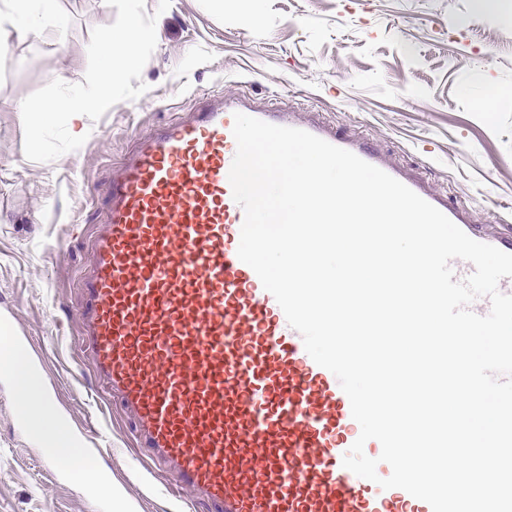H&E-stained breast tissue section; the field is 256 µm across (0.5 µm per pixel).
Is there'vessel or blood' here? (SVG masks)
I'll return each instance as SVG.
<instances>
[{"label":"vessel or blood","instance_id":"obj_1","mask_svg":"<svg viewBox=\"0 0 512 512\" xmlns=\"http://www.w3.org/2000/svg\"><path fill=\"white\" fill-rule=\"evenodd\" d=\"M307 131L394 177L476 241L466 208L388 161L369 138L241 94L210 95L137 135L106 187L103 228L74 317L93 374L135 422L152 460L209 512H432L342 464L360 431L335 375L306 352L237 254L244 210L229 171L233 116ZM56 387L17 401L50 405Z\"/></svg>","mask_w":512,"mask_h":512}]
</instances>
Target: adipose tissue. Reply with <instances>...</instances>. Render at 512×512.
<instances>
[{
  "mask_svg": "<svg viewBox=\"0 0 512 512\" xmlns=\"http://www.w3.org/2000/svg\"><path fill=\"white\" fill-rule=\"evenodd\" d=\"M64 24L57 0H0L1 46L15 39H45Z\"/></svg>",
  "mask_w": 512,
  "mask_h": 512,
  "instance_id": "adipose-tissue-1",
  "label": "adipose tissue"
}]
</instances>
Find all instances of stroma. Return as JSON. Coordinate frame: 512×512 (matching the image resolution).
Returning a JSON list of instances; mask_svg holds the SVG:
<instances>
[{
	"mask_svg": "<svg viewBox=\"0 0 512 512\" xmlns=\"http://www.w3.org/2000/svg\"><path fill=\"white\" fill-rule=\"evenodd\" d=\"M157 14V46L122 101L86 120L85 143L51 162L24 154L13 108L51 80L83 81L93 27L112 24L101 0H59L67 26L56 45L0 47V308L14 310L57 378L52 407L68 431L126 433L111 457H93L104 481L123 487L135 512H182L187 492L151 463L114 410L104 420L79 389L92 381L73 314L100 216L102 188L133 135L198 105L207 94L245 93L309 112L375 139L389 158L468 207L483 230L512 227V0H172ZM16 387H0V512H99L80 477L63 479L13 427Z\"/></svg>",
	"mask_w": 512,
	"mask_h": 512,
	"instance_id": "1",
	"label": "stroma"
}]
</instances>
